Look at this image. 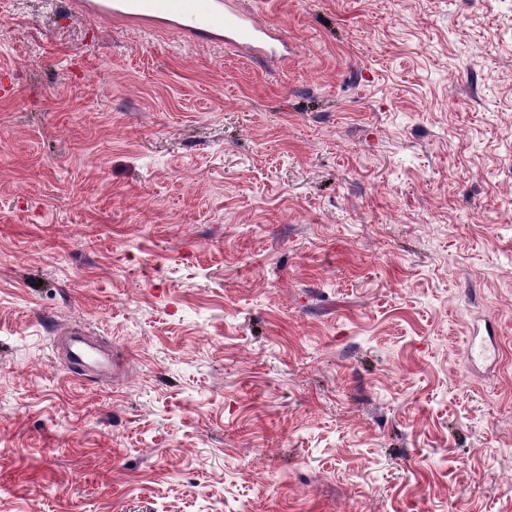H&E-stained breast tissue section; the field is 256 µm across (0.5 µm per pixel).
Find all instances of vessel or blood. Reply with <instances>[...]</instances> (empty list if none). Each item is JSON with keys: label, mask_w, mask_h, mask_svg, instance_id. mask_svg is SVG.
Listing matches in <instances>:
<instances>
[{"label": "vessel or blood", "mask_w": 512, "mask_h": 512, "mask_svg": "<svg viewBox=\"0 0 512 512\" xmlns=\"http://www.w3.org/2000/svg\"><path fill=\"white\" fill-rule=\"evenodd\" d=\"M87 18L110 17L141 31L177 30L199 43H225L247 49L254 60L287 61L282 31L262 21L239 0H70Z\"/></svg>", "instance_id": "vessel-or-blood-1"}]
</instances>
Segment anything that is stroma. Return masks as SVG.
Listing matches in <instances>:
<instances>
[{
	"label": "stroma",
	"mask_w": 512,
	"mask_h": 512,
	"mask_svg": "<svg viewBox=\"0 0 512 512\" xmlns=\"http://www.w3.org/2000/svg\"><path fill=\"white\" fill-rule=\"evenodd\" d=\"M5 2L0 512H512V0ZM86 18L112 17L142 32L177 30L199 43H225L249 50L257 62H288L282 31L240 6L238 0H69Z\"/></svg>",
	"instance_id": "35a3bbf8"
}]
</instances>
